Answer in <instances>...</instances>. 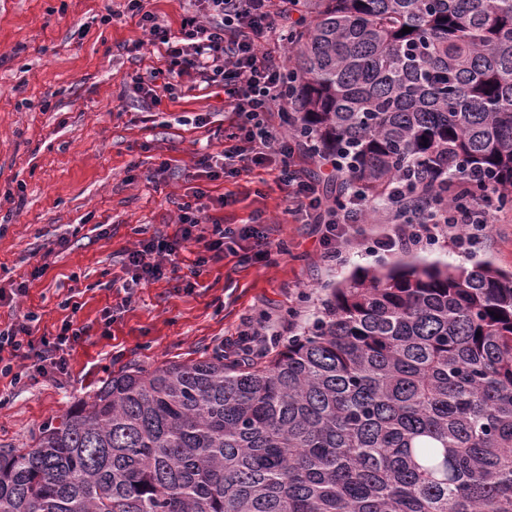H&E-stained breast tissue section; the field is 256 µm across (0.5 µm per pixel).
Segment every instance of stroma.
<instances>
[{"mask_svg": "<svg viewBox=\"0 0 512 512\" xmlns=\"http://www.w3.org/2000/svg\"><path fill=\"white\" fill-rule=\"evenodd\" d=\"M145 38L124 0H0V329L29 311L38 316L37 336L56 335L69 319L87 329L65 347L64 372L15 386L0 381V448L29 447L43 426L123 367L239 352L247 320L287 323L261 344L269 354L282 349L319 315L327 285L354 268L417 256L466 267L488 259L512 270L511 208L499 209L497 224L467 255L449 239L368 250L385 230L372 223L361 225L336 265L321 258V225L284 215L287 192L274 171L190 181L198 151L224 149V93L191 88L186 77L179 97L143 102L136 78L165 66ZM137 41L143 49L127 52ZM198 114L208 118L203 127L177 122ZM163 161L169 168L161 173ZM195 185L206 191L198 202L203 235L216 222L248 223L259 210L275 252L257 260L242 242L217 257L197 245L166 279L133 282L126 252L141 234H173L177 204ZM229 193L235 201L227 205ZM200 254L206 261L195 275ZM39 265L44 272L33 277ZM20 284L25 295H11Z\"/></svg>", "mask_w": 512, "mask_h": 512, "instance_id": "stroma-1", "label": "stroma"}]
</instances>
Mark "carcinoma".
I'll list each match as a JSON object with an SVG mask.
<instances>
[{"instance_id":"carcinoma-1","label":"carcinoma","mask_w":512,"mask_h":512,"mask_svg":"<svg viewBox=\"0 0 512 512\" xmlns=\"http://www.w3.org/2000/svg\"><path fill=\"white\" fill-rule=\"evenodd\" d=\"M297 10L293 127L360 197L467 173L512 207V0ZM0 512H512V273L356 272L264 361L123 368L0 448Z\"/></svg>"}]
</instances>
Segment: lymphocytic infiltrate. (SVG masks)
<instances>
[{"mask_svg":"<svg viewBox=\"0 0 512 512\" xmlns=\"http://www.w3.org/2000/svg\"><path fill=\"white\" fill-rule=\"evenodd\" d=\"M198 2L199 13L185 16L179 32L174 34L154 12L145 9L144 0H127L128 11L138 16L149 44L162 50L166 63L165 70L154 69L138 78L139 90L157 103L162 95H176L175 80L185 75L198 85L222 87L224 110L230 120L224 152L219 157L199 155L194 164L197 174L215 180L234 177L254 167H275L277 180L287 191L285 215L294 217L308 209L326 211L322 256L329 262L343 261L345 249L352 242L351 232L361 224L366 206L353 195L343 205L323 208L319 183L303 177L290 167L288 160L295 151H302L338 178L342 175L339 159L324 157L310 138L277 130L269 121L271 113L287 110V73L280 59L262 50L260 41L270 36L281 41L291 39L289 0ZM204 194V189L195 188L191 200L180 204L179 227L173 235L142 238L127 252L125 261L133 281L152 283L164 279L168 265L177 264L181 254L198 243L220 254L227 244L247 241L255 258L270 255L272 243L261 226L263 216L259 213L238 228L213 225L210 238H203L199 226L207 218L195 201ZM487 197V191L472 192L464 176L449 180L444 195L410 197L404 187H395L375 209L379 223L392 225L393 230L374 238L373 246L390 249L403 242L435 244L449 238L461 253H468L477 234L495 221V211L485 204ZM33 320V314L27 313L0 330V375L11 376L16 384L22 375L13 369L14 358L22 354L37 358L36 371L40 374L50 368L64 370L62 347L87 332L86 327L66 321L56 335L36 339L31 331Z\"/></svg>","mask_w":512,"mask_h":512,"instance_id":"1","label":"lymphocytic infiltrate"}]
</instances>
